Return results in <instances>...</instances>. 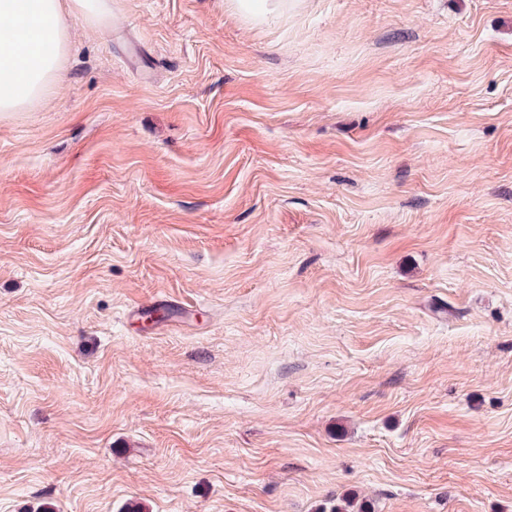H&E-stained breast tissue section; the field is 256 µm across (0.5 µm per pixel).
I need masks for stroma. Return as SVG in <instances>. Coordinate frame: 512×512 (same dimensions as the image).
<instances>
[{
    "instance_id": "1",
    "label": "stroma",
    "mask_w": 512,
    "mask_h": 512,
    "mask_svg": "<svg viewBox=\"0 0 512 512\" xmlns=\"http://www.w3.org/2000/svg\"><path fill=\"white\" fill-rule=\"evenodd\" d=\"M512 512V0H112L0 112V512Z\"/></svg>"
}]
</instances>
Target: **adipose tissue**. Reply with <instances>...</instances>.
Wrapping results in <instances>:
<instances>
[{
  "mask_svg": "<svg viewBox=\"0 0 512 512\" xmlns=\"http://www.w3.org/2000/svg\"><path fill=\"white\" fill-rule=\"evenodd\" d=\"M99 23L111 0H0V112L39 100L67 48V19Z\"/></svg>",
  "mask_w": 512,
  "mask_h": 512,
  "instance_id": "obj_1",
  "label": "adipose tissue"
}]
</instances>
